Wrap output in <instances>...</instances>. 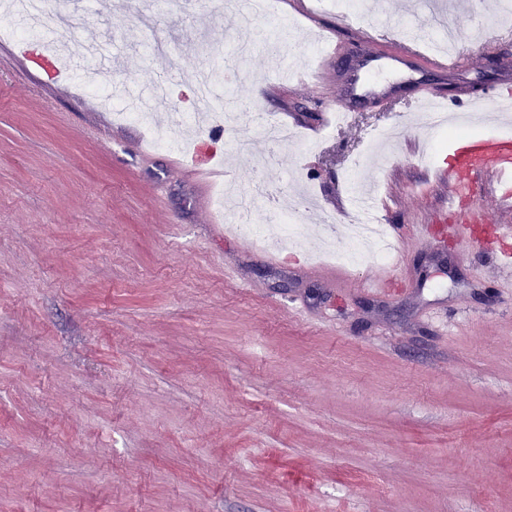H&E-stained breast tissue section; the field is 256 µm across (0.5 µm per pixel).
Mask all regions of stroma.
<instances>
[{
  "instance_id": "stroma-1",
  "label": "stroma",
  "mask_w": 512,
  "mask_h": 512,
  "mask_svg": "<svg viewBox=\"0 0 512 512\" xmlns=\"http://www.w3.org/2000/svg\"><path fill=\"white\" fill-rule=\"evenodd\" d=\"M367 24H422L427 0H361ZM465 38L504 0H442ZM74 27L67 92L49 89L0 49V512H512V271L495 230L476 246L442 209L431 178L451 135L414 123L424 93L512 82V38L499 62L455 76L385 69L394 95L366 98L329 125L316 151L231 132L200 142L247 191L258 156L276 153L283 201L296 171L319 208L300 216L302 247L277 254L219 229L178 153L151 151L152 124L93 112L133 92L197 103L193 78L239 72L224 109L255 99L268 119L316 124L310 34L332 38L342 6L289 34L275 14L252 25L239 61L233 25L212 0L120 9L111 0H46L36 37L59 11ZM169 54L150 51L154 38ZM408 122L363 176L381 221L401 238L397 268L373 261L319 273L308 256L340 222L370 129ZM439 141L432 162L419 159ZM448 257L434 263L436 230ZM388 277L382 290L368 279Z\"/></svg>"
}]
</instances>
